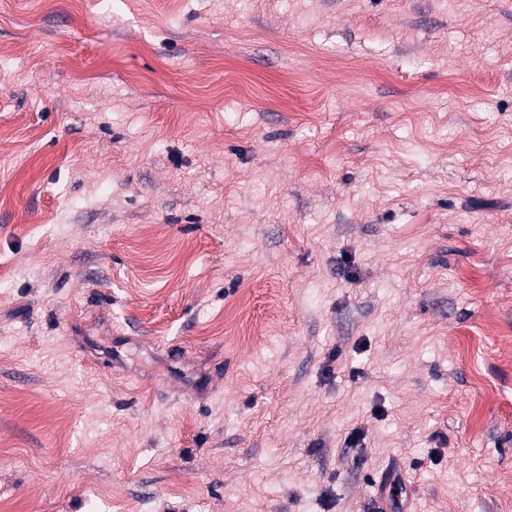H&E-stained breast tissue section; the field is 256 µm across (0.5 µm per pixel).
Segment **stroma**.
I'll return each instance as SVG.
<instances>
[{
	"mask_svg": "<svg viewBox=\"0 0 512 512\" xmlns=\"http://www.w3.org/2000/svg\"><path fill=\"white\" fill-rule=\"evenodd\" d=\"M392 468L512 512V0H0V512Z\"/></svg>",
	"mask_w": 512,
	"mask_h": 512,
	"instance_id": "stroma-1",
	"label": "stroma"
}]
</instances>
